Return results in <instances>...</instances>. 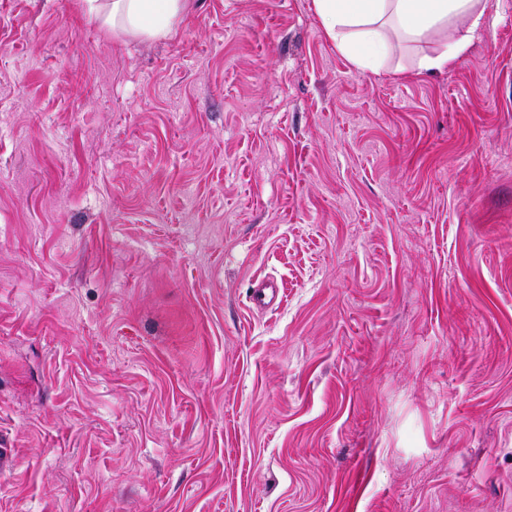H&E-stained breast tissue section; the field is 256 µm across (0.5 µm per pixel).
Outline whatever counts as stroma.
Listing matches in <instances>:
<instances>
[{"mask_svg":"<svg viewBox=\"0 0 512 512\" xmlns=\"http://www.w3.org/2000/svg\"><path fill=\"white\" fill-rule=\"evenodd\" d=\"M184 2L0 0V512H512V0ZM183 5L182 0H113L106 22H112V29L138 36H166ZM327 35L357 67L378 69L392 50L386 23L396 37L422 39L436 30L446 42L420 67L443 71L464 55L484 26L481 0H314ZM462 28L465 33L457 36ZM282 300L279 284L272 279H263L252 284L250 303L257 312H265Z\"/></svg>","mask_w":512,"mask_h":512,"instance_id":"stroma-1","label":"stroma"}]
</instances>
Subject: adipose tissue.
<instances>
[{
  "label": "adipose tissue",
  "mask_w": 512,
  "mask_h": 512,
  "mask_svg": "<svg viewBox=\"0 0 512 512\" xmlns=\"http://www.w3.org/2000/svg\"><path fill=\"white\" fill-rule=\"evenodd\" d=\"M95 17H106L127 33L155 38L168 35L183 0H86ZM327 35L357 67L376 69L392 50V37L422 39L446 31L441 50L423 57L427 70L448 68L471 46L484 25L481 0H314Z\"/></svg>",
  "instance_id": "obj_1"
}]
</instances>
